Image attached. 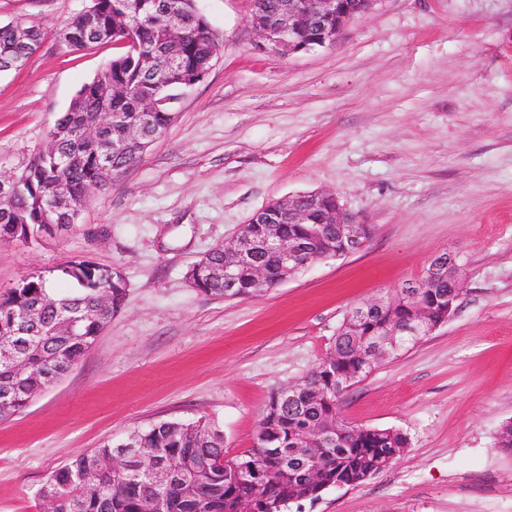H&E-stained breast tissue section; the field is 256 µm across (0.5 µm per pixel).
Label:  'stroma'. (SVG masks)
<instances>
[{
    "instance_id": "35a3bbf8",
    "label": "stroma",
    "mask_w": 512,
    "mask_h": 512,
    "mask_svg": "<svg viewBox=\"0 0 512 512\" xmlns=\"http://www.w3.org/2000/svg\"><path fill=\"white\" fill-rule=\"evenodd\" d=\"M90 0H0V22L40 24L0 72V175L23 171L71 99L120 46L71 50ZM220 40L205 78L140 161L92 192L74 228L0 245V294L73 261L121 267L123 308L91 351L21 412L0 418V512H45L40 488L104 441L206 419L233 457L252 448L271 393L301 381L352 309L419 280L447 252L460 295L448 321L382 360L340 398L352 425L409 446L356 486L288 512H512V0H377L335 43L258 47L251 0H198ZM330 191L374 227L360 251L227 300L185 273L273 199Z\"/></svg>"
}]
</instances>
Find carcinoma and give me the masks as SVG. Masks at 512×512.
I'll return each instance as SVG.
<instances>
[{
  "mask_svg": "<svg viewBox=\"0 0 512 512\" xmlns=\"http://www.w3.org/2000/svg\"><path fill=\"white\" fill-rule=\"evenodd\" d=\"M128 0H96L100 26L106 41H133L140 53L123 51L109 62L105 72L84 85L72 99L68 111L47 133L55 151L34 152L18 182L12 208L0 213V244H11L24 235L37 241L40 219L49 199L65 195L86 199V189L97 186L140 160L143 139L121 155L107 157L100 151L108 143L125 137L128 126L139 124L150 133L168 125V106L147 115L140 112L147 98L161 99L193 80L210 65L220 42L207 19L195 9V0H136L140 12L137 22L120 25ZM178 14V30L167 27L168 16ZM15 45L11 24L0 25V69L10 64L5 57ZM121 93L112 94V87ZM86 121L98 124L97 145L82 146L80 126ZM333 202L322 199L315 206L311 224H248L243 234L257 241L273 230L283 239H306L311 229L323 224L317 249L336 254L343 238L335 224L324 223ZM450 254L436 257L430 266L443 274L427 283L420 292L426 302L429 319L440 320L449 303L458 297L453 281L448 279ZM265 268L266 284L255 279L254 266ZM224 267V250L212 249L191 267L197 290L209 296H224V278L214 270ZM75 288L62 296H51L49 281L32 275L21 285L0 295V341L14 342V359L0 362V418L25 408L31 398L35 376L59 381L91 350L97 338L122 307L126 282L115 269L89 261H73L61 269ZM284 267L274 250L261 248L254 260L238 269L237 298L255 297L271 289L282 278ZM54 304L45 305L44 298ZM413 317V309L403 303L395 308L377 307L360 321L346 319L337 330L330 353L333 360L320 361L302 380L293 399L282 389L272 392L262 414L263 436L259 449H249L224 466V434L208 422L162 421L146 430H133L127 438L135 447L145 449L139 464L149 467L157 458L173 461L182 468L181 476L164 486L138 481V472L126 479L119 474L94 475L98 462L112 454L116 443L78 455L62 467L52 479L56 493L64 500L65 512H143L144 504L156 502V512H238L245 499L257 500L258 512L274 507V512L288 507L297 498H316L323 484L343 481L358 484L360 476L387 456L402 454L407 437L392 428L352 427L353 434L333 444L324 452V469L315 482L303 472V459L294 455L297 448L308 447L310 430H332L343 422L336 377L350 375L361 382L374 370L362 345L379 338L381 330L394 321ZM249 462L261 474L260 483L244 478L237 467Z\"/></svg>",
  "mask_w": 512,
  "mask_h": 512,
  "instance_id": "obj_1",
  "label": "carcinoma"
}]
</instances>
